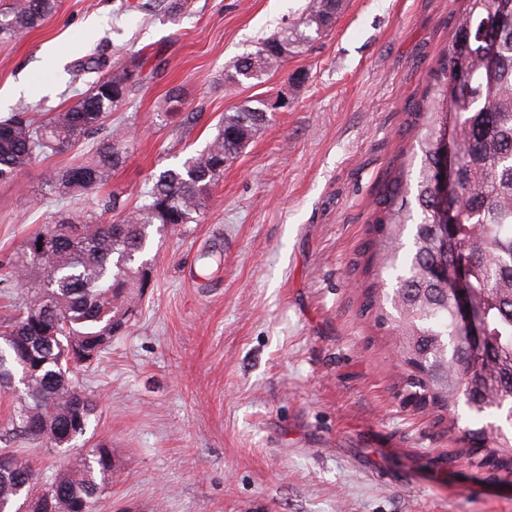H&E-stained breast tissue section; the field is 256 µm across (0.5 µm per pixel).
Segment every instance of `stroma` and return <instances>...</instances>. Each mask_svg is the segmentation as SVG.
I'll list each match as a JSON object with an SVG mask.
<instances>
[{"instance_id":"obj_1","label":"stroma","mask_w":512,"mask_h":512,"mask_svg":"<svg viewBox=\"0 0 512 512\" xmlns=\"http://www.w3.org/2000/svg\"><path fill=\"white\" fill-rule=\"evenodd\" d=\"M57 0L48 21L0 42V117L73 105L78 62L166 69L112 115L127 159L95 194L138 205L154 174L202 150L224 113L268 121L224 169L205 217L151 233L150 286L122 335L77 383L97 405L79 462L112 452L94 512H512V480L459 454L416 409L386 328L359 314L350 264L409 102L451 39L456 0H344L332 29L259 80L232 62L312 0ZM179 87L184 112L162 108ZM82 140L0 181V264L60 205L53 174Z\"/></svg>"}]
</instances>
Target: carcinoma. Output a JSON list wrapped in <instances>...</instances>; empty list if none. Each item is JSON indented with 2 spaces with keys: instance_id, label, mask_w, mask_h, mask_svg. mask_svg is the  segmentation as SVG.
Returning <instances> with one entry per match:
<instances>
[{
  "instance_id": "cac0c4a2",
  "label": "carcinoma",
  "mask_w": 512,
  "mask_h": 512,
  "mask_svg": "<svg viewBox=\"0 0 512 512\" xmlns=\"http://www.w3.org/2000/svg\"><path fill=\"white\" fill-rule=\"evenodd\" d=\"M343 0H313L294 26L264 38L236 59L226 78L259 80L304 49L309 29L325 33ZM56 0H12L0 9V41L18 39L41 26ZM493 28L486 38V26ZM495 61L487 75L485 60ZM81 70L97 75L70 107L43 121L22 106L0 120V180L12 178L39 156L69 150L80 138L93 151L60 168L49 182L58 200L86 197L105 185L127 157L125 128L105 124L108 114L139 90L142 63L135 59L99 76L102 63L87 58ZM456 114L452 164L453 197L448 209L435 183L442 156L444 115ZM268 121L261 107L224 114L217 134L181 166L154 177L142 203L128 207L120 196L105 202L106 220L66 210L51 226L30 235L20 260L7 263L5 282L21 288L19 313L0 322V395L15 397L10 428L3 436H37L24 429L31 418L46 422L51 448H74L85 436L95 404L72 376L81 365L67 357L72 342L92 345L126 330L123 318L137 307L147 287L150 263L143 258L151 229L161 232L196 224L224 173ZM402 146L376 192L367 240L351 266L361 291L360 314L383 326L393 319L397 352L421 359L422 371L407 374L406 388L429 393V408L448 431L460 391L468 390L476 416L512 408V0H459L448 48L430 73L419 98L405 112ZM480 307L489 354L486 373L477 375L466 352V331L455 289ZM390 302L396 315L384 307ZM466 452L480 466L512 473V436L501 428L461 433ZM13 472L0 475V507L24 512L39 476L33 460L12 454ZM46 490L52 512H93L100 490L112 482L110 449L99 445L91 457L62 463Z\"/></svg>"
}]
</instances>
